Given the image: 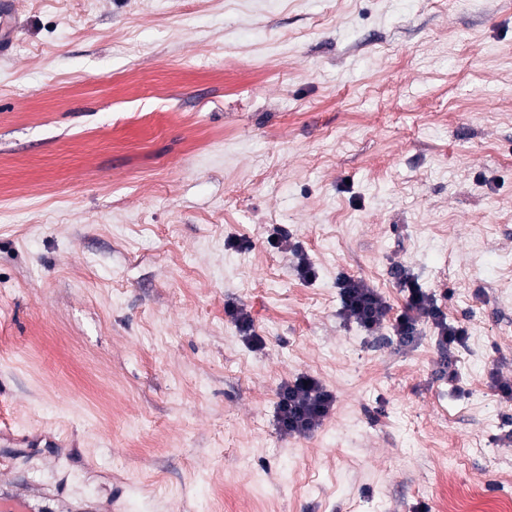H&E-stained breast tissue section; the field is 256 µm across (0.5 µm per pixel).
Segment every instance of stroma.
<instances>
[{"instance_id": "stroma-1", "label": "stroma", "mask_w": 512, "mask_h": 512, "mask_svg": "<svg viewBox=\"0 0 512 512\" xmlns=\"http://www.w3.org/2000/svg\"><path fill=\"white\" fill-rule=\"evenodd\" d=\"M307 259L315 276L297 271ZM468 332L367 333L401 273ZM253 321L249 343L229 311ZM336 397L279 422L297 376ZM512 0H21L0 483L54 512L512 502ZM337 285L344 317L353 318L367 332H372L387 319L389 305L361 278L343 275ZM334 401L316 379L299 376L281 389L279 421L289 434L306 435L320 425Z\"/></svg>"}]
</instances>
